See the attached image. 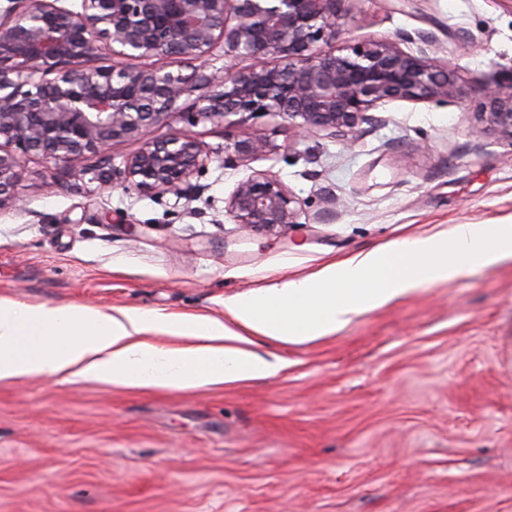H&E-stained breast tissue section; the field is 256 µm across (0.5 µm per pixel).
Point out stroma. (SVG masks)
<instances>
[{
  "label": "stroma",
  "mask_w": 512,
  "mask_h": 512,
  "mask_svg": "<svg viewBox=\"0 0 512 512\" xmlns=\"http://www.w3.org/2000/svg\"><path fill=\"white\" fill-rule=\"evenodd\" d=\"M430 32L445 103L394 101L347 143L278 116L205 120L191 196L104 184L29 156L0 209V298L223 319L225 298L454 224L512 221V141L469 136L479 79L512 81V0H347L339 43ZM262 133L238 166L224 145ZM276 175L292 225L248 232L237 183ZM280 370L171 392L0 382V512H512V262L427 285L303 345Z\"/></svg>",
  "instance_id": "stroma-1"
}]
</instances>
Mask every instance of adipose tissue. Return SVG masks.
Here are the masks:
<instances>
[{
  "label": "adipose tissue",
  "mask_w": 512,
  "mask_h": 512,
  "mask_svg": "<svg viewBox=\"0 0 512 512\" xmlns=\"http://www.w3.org/2000/svg\"><path fill=\"white\" fill-rule=\"evenodd\" d=\"M512 261V224H455L225 299L227 321L140 308L93 311L0 299V380L51 376L187 391L270 377L260 338L302 345L422 285Z\"/></svg>",
  "instance_id": "obj_1"
}]
</instances>
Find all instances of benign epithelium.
<instances>
[{
    "mask_svg": "<svg viewBox=\"0 0 512 512\" xmlns=\"http://www.w3.org/2000/svg\"><path fill=\"white\" fill-rule=\"evenodd\" d=\"M346 0H11L0 14V208L16 203L14 187L30 155L65 168L112 144L143 145L108 181L141 193H187L211 162L185 129L147 139L148 129L187 127L226 116H280L301 131H325L343 141L392 101L446 102L456 79L435 56L429 32L413 37L336 44ZM417 40L416 52L401 41ZM230 62L217 72L86 67L107 52L135 59L163 55L187 62L217 47ZM254 61L249 69L232 62ZM275 64H268V60ZM483 126L512 141V83L484 85ZM259 134L224 145L226 165L269 151ZM298 201L276 176L239 182L225 211L240 226L267 231L293 223Z\"/></svg>",
    "mask_w": 512,
    "mask_h": 512,
    "instance_id": "obj_1",
    "label": "benign epithelium"
}]
</instances>
